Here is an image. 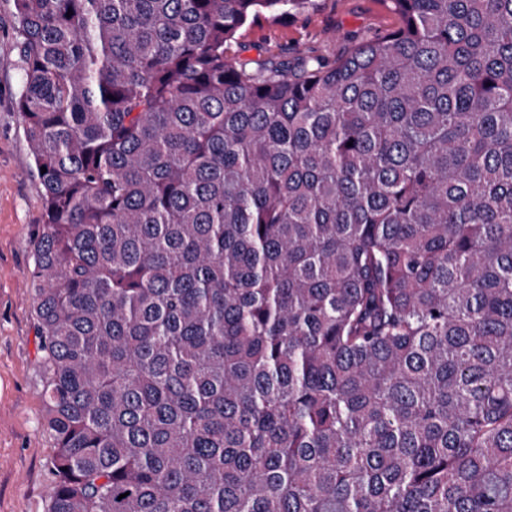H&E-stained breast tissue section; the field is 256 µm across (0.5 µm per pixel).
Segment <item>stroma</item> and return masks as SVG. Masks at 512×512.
<instances>
[{
    "mask_svg": "<svg viewBox=\"0 0 512 512\" xmlns=\"http://www.w3.org/2000/svg\"><path fill=\"white\" fill-rule=\"evenodd\" d=\"M11 0H0V512H47L54 441L44 425L30 242L43 222L39 181L15 108L21 60ZM386 0H320L316 9L244 26L234 58L314 51L342 57L361 39L395 30Z\"/></svg>",
    "mask_w": 512,
    "mask_h": 512,
    "instance_id": "1",
    "label": "stroma"
}]
</instances>
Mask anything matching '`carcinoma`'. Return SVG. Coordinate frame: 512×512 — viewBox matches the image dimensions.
Returning a JSON list of instances; mask_svg holds the SVG:
<instances>
[{"label":"carcinoma","instance_id":"carcinoma-1","mask_svg":"<svg viewBox=\"0 0 512 512\" xmlns=\"http://www.w3.org/2000/svg\"><path fill=\"white\" fill-rule=\"evenodd\" d=\"M389 2L13 0L48 512H512V0ZM318 8L276 20L247 24L227 45L229 57L254 59L288 52L295 57L314 51L342 57L363 38L385 34L400 25V17L382 0H319Z\"/></svg>","mask_w":512,"mask_h":512}]
</instances>
